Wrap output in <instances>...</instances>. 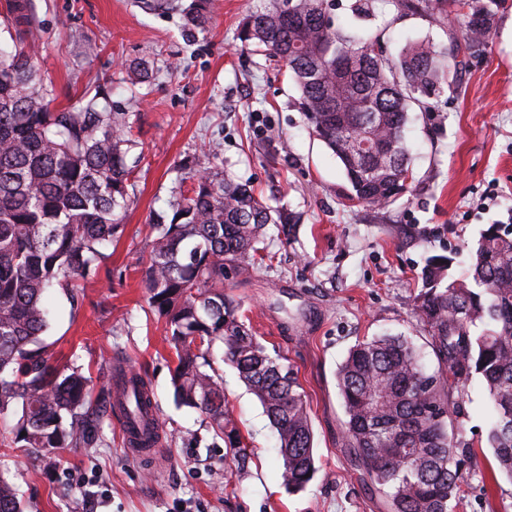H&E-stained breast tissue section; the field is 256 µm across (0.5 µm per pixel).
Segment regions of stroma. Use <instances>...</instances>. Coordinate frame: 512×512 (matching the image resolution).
<instances>
[{"label":"stroma","mask_w":512,"mask_h":512,"mask_svg":"<svg viewBox=\"0 0 512 512\" xmlns=\"http://www.w3.org/2000/svg\"><path fill=\"white\" fill-rule=\"evenodd\" d=\"M213 2L206 29L191 31L183 15L190 0L165 10L146 8V0H35L34 64L50 109L107 91L141 152L135 199L104 261L111 286L93 284L78 305L51 290L45 341L60 364L91 377L101 400L113 389L111 370H135L151 389L164 430L160 451L141 458L127 450L107 412L94 422L98 446L55 449L46 464L15 444L10 424H0V471L23 512H386L346 464L337 367L360 340L424 335L414 299L427 258L455 252L453 271L461 273L467 245L487 225L512 224V6L500 12L486 52L470 59L461 91L430 99V111L412 108L405 131L411 190L374 206L349 200L344 171L308 129L284 66L239 40L256 0ZM451 29L464 34L462 19L400 14L386 0H374L364 27L383 33L393 55L411 40L444 43ZM141 63L148 76L139 81ZM203 154L300 217L289 239L272 242L271 265L224 279L306 396L320 469L298 494L282 486L277 434L223 363L221 345L210 354L246 459L215 436L199 410L174 400L173 354L145 287L149 224L167 210L181 163ZM460 403L455 429L479 449L462 464L456 512H512V480L482 445L490 410L480 381Z\"/></svg>","instance_id":"stroma-1"}]
</instances>
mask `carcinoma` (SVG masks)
Instances as JSON below:
<instances>
[{
	"instance_id": "cac0c4a2",
	"label": "carcinoma",
	"mask_w": 512,
	"mask_h": 512,
	"mask_svg": "<svg viewBox=\"0 0 512 512\" xmlns=\"http://www.w3.org/2000/svg\"><path fill=\"white\" fill-rule=\"evenodd\" d=\"M505 0H393L400 13L438 10L462 18L466 34L448 43H406L378 56L379 33L337 26L332 0H261L242 21L239 39L277 58L294 77L308 127L343 167L350 197L383 205L406 192L410 173L405 127L411 104L458 91L469 59L482 53ZM13 49H0V420L35 456L81 448L95 437L89 380L52 360L45 295L60 288L76 303L98 277L104 247L123 230L135 194L130 153L138 147L124 114L98 95L50 110L29 40L32 0H9ZM211 0H192L186 23L203 29ZM350 54L347 87L336 60ZM369 145L362 147V142ZM171 213L150 224L145 270L149 305L163 322L175 356L174 398L199 410L218 437L236 426L224 382L207 357L224 345V361L254 393L275 428L282 485L300 492L316 472L314 433L297 374L271 355L224 292V273L245 275L272 260L268 226L283 236L300 217L271 206L234 173L199 159L178 181ZM465 276L453 255H435L422 272L416 314L438 362L428 371L414 337L358 342L338 365L336 385L346 420L344 454L384 498L387 512H455L461 459L473 456L456 435L454 393L474 379L491 408L486 442L512 478V230L491 224L469 247ZM130 387L128 415L146 413L149 392ZM0 512H21L14 486L0 475Z\"/></svg>"
}]
</instances>
